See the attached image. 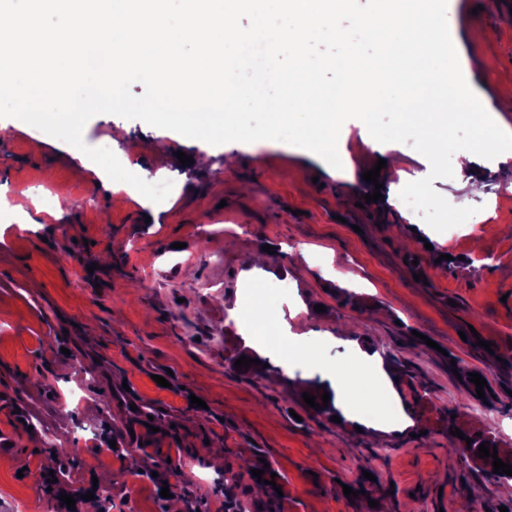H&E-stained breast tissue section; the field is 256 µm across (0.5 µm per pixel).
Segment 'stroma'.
Wrapping results in <instances>:
<instances>
[{
    "label": "stroma",
    "instance_id": "1",
    "mask_svg": "<svg viewBox=\"0 0 512 512\" xmlns=\"http://www.w3.org/2000/svg\"><path fill=\"white\" fill-rule=\"evenodd\" d=\"M449 24L478 95L512 126V15L500 0H457ZM21 125L0 118V394L31 419L0 410L26 466L0 465V512H59L37 474L58 470L52 453L67 448L79 451L64 486L74 512H161L174 470L176 500H206L209 512L230 499L246 512H512V495L457 450L458 433L481 432L512 460V168L478 159L480 195L462 173L435 180L451 205L477 209L447 233L392 205L428 174L407 143L351 149L340 174L284 142L212 146L98 114L86 146L147 173L141 201L119 203L82 151ZM177 151L208 162L182 165ZM391 156L401 169L363 180ZM63 192L70 207L50 218L45 199ZM265 243L268 287L289 294L260 328L264 366L240 372L236 359L254 354L234 314L243 256ZM304 248L309 261L294 265ZM284 328L323 343L283 360ZM374 343L394 394L369 383L334 418L304 402L335 391V369ZM389 400L410 427L352 420ZM209 441L231 456L213 463ZM134 453L148 466L129 469ZM261 458L281 494L253 476Z\"/></svg>",
    "mask_w": 512,
    "mask_h": 512
}]
</instances>
